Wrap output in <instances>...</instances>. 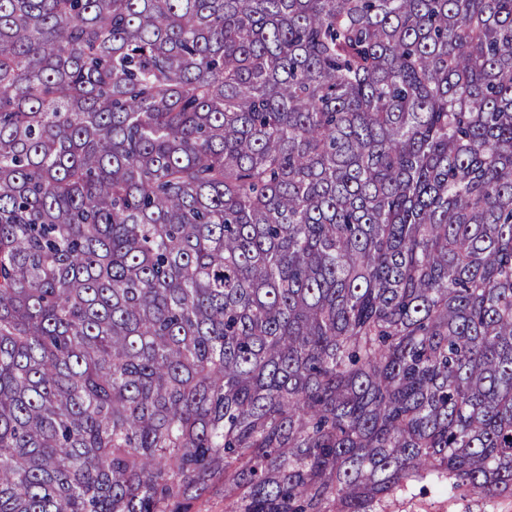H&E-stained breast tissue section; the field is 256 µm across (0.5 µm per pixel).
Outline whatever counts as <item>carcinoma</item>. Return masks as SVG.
Masks as SVG:
<instances>
[{"mask_svg": "<svg viewBox=\"0 0 512 512\" xmlns=\"http://www.w3.org/2000/svg\"><path fill=\"white\" fill-rule=\"evenodd\" d=\"M512 495V0H0V512Z\"/></svg>", "mask_w": 512, "mask_h": 512, "instance_id": "cac0c4a2", "label": "carcinoma"}]
</instances>
